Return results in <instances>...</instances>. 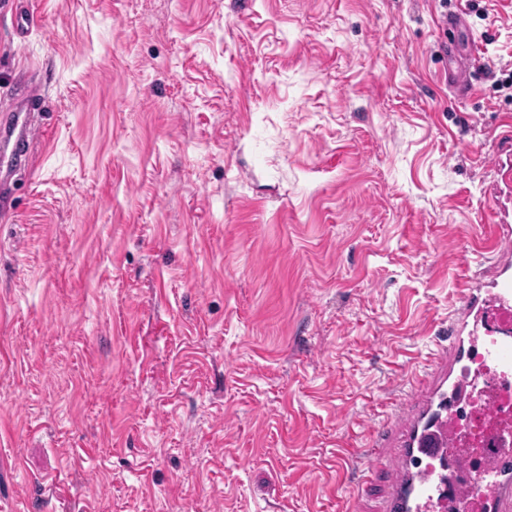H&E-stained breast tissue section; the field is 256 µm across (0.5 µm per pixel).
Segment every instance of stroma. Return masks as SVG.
<instances>
[{"mask_svg":"<svg viewBox=\"0 0 512 512\" xmlns=\"http://www.w3.org/2000/svg\"><path fill=\"white\" fill-rule=\"evenodd\" d=\"M39 24L26 38L17 11ZM483 65L448 87L440 25ZM0 512H337L490 274L512 0H13ZM24 111L25 108H22L18 112H13L9 120L1 122V138L5 142H10L14 137L11 156L12 160L20 162L26 159L27 148L38 131V128L29 121L28 113Z\"/></svg>","mask_w":512,"mask_h":512,"instance_id":"obj_1","label":"stroma"}]
</instances>
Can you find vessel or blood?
Instances as JSON below:
<instances>
[{"label":"vessel or blood","instance_id":"obj_1","mask_svg":"<svg viewBox=\"0 0 512 512\" xmlns=\"http://www.w3.org/2000/svg\"><path fill=\"white\" fill-rule=\"evenodd\" d=\"M448 59V83L465 95L477 47L462 51L449 42ZM36 134L24 111L0 124V139L12 142L18 161ZM494 241L500 250L490 280L465 290L431 373L395 403L387 441L364 454L360 481L380 471L388 477L374 512H512V415L497 399L512 390V219L495 220ZM477 403L501 419L485 448L470 447L460 418Z\"/></svg>","mask_w":512,"mask_h":512}]
</instances>
